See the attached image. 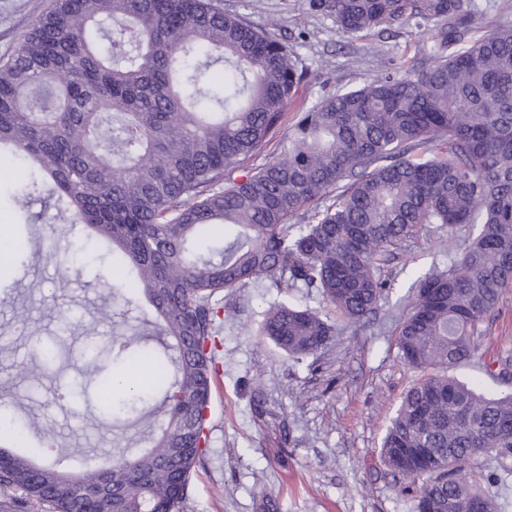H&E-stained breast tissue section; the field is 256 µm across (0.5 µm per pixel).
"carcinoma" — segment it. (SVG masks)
Listing matches in <instances>:
<instances>
[{"mask_svg": "<svg viewBox=\"0 0 512 512\" xmlns=\"http://www.w3.org/2000/svg\"><path fill=\"white\" fill-rule=\"evenodd\" d=\"M349 39L434 24L428 65L400 59L296 117L278 156L247 164L285 123L305 73L288 44L218 0H51L14 54L0 57V144L64 200L153 308L165 354L123 335L112 362H151L153 383L120 376L102 414L141 429L143 448L77 474L12 452L0 432V487L49 512H179L209 444L211 391L226 300L269 284L314 288L363 324L388 287L385 268L424 224L481 221L448 270L415 283L398 334L417 368L468 361L512 287V25L479 36L474 0H309ZM110 39L103 55L87 38ZM224 63V92L207 82ZM224 225V244H203ZM327 315L282 301L257 335L301 363L324 352ZM512 449V394L487 397L446 375L410 388L384 437L393 473L416 487L415 512H495L478 457Z\"/></svg>", "mask_w": 512, "mask_h": 512, "instance_id": "obj_1", "label": "carcinoma"}]
</instances>
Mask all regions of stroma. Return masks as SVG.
Instances as JSON below:
<instances>
[{"label":"stroma","mask_w":512,"mask_h":512,"mask_svg":"<svg viewBox=\"0 0 512 512\" xmlns=\"http://www.w3.org/2000/svg\"><path fill=\"white\" fill-rule=\"evenodd\" d=\"M48 0H0V57L18 48L31 20ZM254 26L288 41L293 59L306 72L289 112L308 109L337 88H358L385 73L391 57L408 66L422 63L430 34L402 25L373 31L362 40L337 32L331 20L308 8V0H222ZM32 176L9 147L0 148V390L7 391L42 431L62 448L61 468L74 471L79 454H105L111 438L137 447L135 429L86 421L77 404H59V390L81 384V366L92 341L112 334L154 329L146 303L135 301V284L120 268L106 280L86 269L61 279L46 256L50 236L102 253L81 224L68 222L64 203L42 188L29 210L14 206L18 185ZM480 225L444 231L428 224L408 239L388 267L391 288L363 327L337 322L330 347L312 364L296 365L272 343L257 336L264 312L285 299L327 312L313 289H248L232 301L234 325L225 329L217 357L211 445L190 479L180 512H414L413 494L394 476L380 454L383 438L406 391L426 372L405 363L398 332L414 302L418 275L447 269L455 246L475 239ZM30 249L25 266L14 267L18 238ZM26 330L14 324L17 309ZM117 318L104 321L100 311ZM41 337L63 361L41 370L38 383L24 376L32 368L30 343ZM512 354V288L503 289L498 308L482 327L474 356L451 371L490 397L512 393V377L499 375L496 359ZM485 492L512 512V456H481L473 465Z\"/></svg>","instance_id":"35a3bbf8"}]
</instances>
